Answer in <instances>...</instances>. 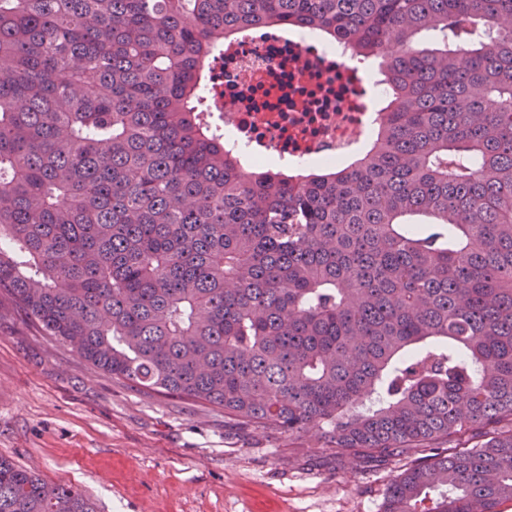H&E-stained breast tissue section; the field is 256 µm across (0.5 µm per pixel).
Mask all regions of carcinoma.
Returning a JSON list of instances; mask_svg holds the SVG:
<instances>
[{
    "label": "carcinoma",
    "instance_id": "carcinoma-1",
    "mask_svg": "<svg viewBox=\"0 0 512 512\" xmlns=\"http://www.w3.org/2000/svg\"><path fill=\"white\" fill-rule=\"evenodd\" d=\"M283 26L382 61L342 167L245 172L197 110L224 41ZM0 293L145 393L339 462L421 453L383 512H498L512 0H0ZM45 487L0 456V512H96Z\"/></svg>",
    "mask_w": 512,
    "mask_h": 512
}]
</instances>
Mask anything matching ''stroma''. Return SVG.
Listing matches in <instances>:
<instances>
[{
    "label": "stroma",
    "instance_id": "1",
    "mask_svg": "<svg viewBox=\"0 0 512 512\" xmlns=\"http://www.w3.org/2000/svg\"><path fill=\"white\" fill-rule=\"evenodd\" d=\"M0 455L74 486L98 512H382L413 455L337 463L317 431L224 423L146 394L0 306Z\"/></svg>",
    "mask_w": 512,
    "mask_h": 512
}]
</instances>
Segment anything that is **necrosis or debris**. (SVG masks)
<instances>
[{"instance_id": "necrosis-or-debris-1", "label": "necrosis or debris", "mask_w": 512, "mask_h": 512, "mask_svg": "<svg viewBox=\"0 0 512 512\" xmlns=\"http://www.w3.org/2000/svg\"><path fill=\"white\" fill-rule=\"evenodd\" d=\"M380 86L344 47L287 27L225 42L209 65L202 99L243 166L274 159L300 170L344 163L366 148L379 122Z\"/></svg>"}]
</instances>
